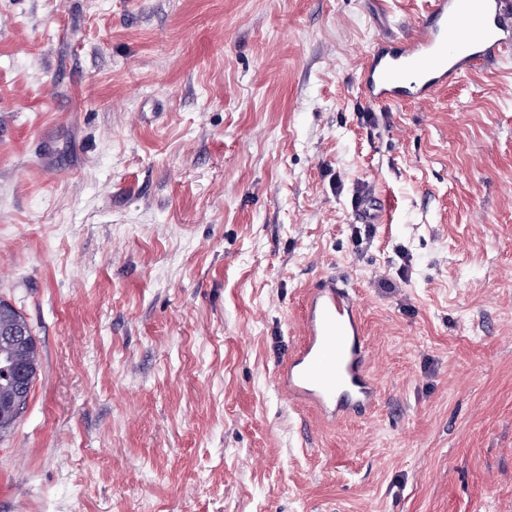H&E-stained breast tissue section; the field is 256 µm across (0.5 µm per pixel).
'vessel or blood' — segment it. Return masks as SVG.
I'll return each mask as SVG.
<instances>
[{
  "instance_id": "1",
  "label": "vessel or blood",
  "mask_w": 512,
  "mask_h": 512,
  "mask_svg": "<svg viewBox=\"0 0 512 512\" xmlns=\"http://www.w3.org/2000/svg\"><path fill=\"white\" fill-rule=\"evenodd\" d=\"M512 48V0H432L413 32L378 42L361 87L378 103H422L469 70ZM301 345L278 381L290 397L336 421L374 407L369 348L350 288L326 278L307 293Z\"/></svg>"
}]
</instances>
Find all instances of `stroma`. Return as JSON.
Segmentation results:
<instances>
[{"instance_id": "35a3bbf8", "label": "stroma", "mask_w": 512, "mask_h": 512, "mask_svg": "<svg viewBox=\"0 0 512 512\" xmlns=\"http://www.w3.org/2000/svg\"><path fill=\"white\" fill-rule=\"evenodd\" d=\"M431 0H0V512H512V56L378 104ZM374 197L379 224L357 222ZM353 288L379 399L275 373ZM16 329L26 338L19 343L0 340V430L10 426L26 406L32 384L41 365L40 347L26 318L12 305L0 300V330ZM21 366L26 370L28 387L15 385L14 381L2 375L1 367ZM20 378L24 386L27 379Z\"/></svg>"}]
</instances>
